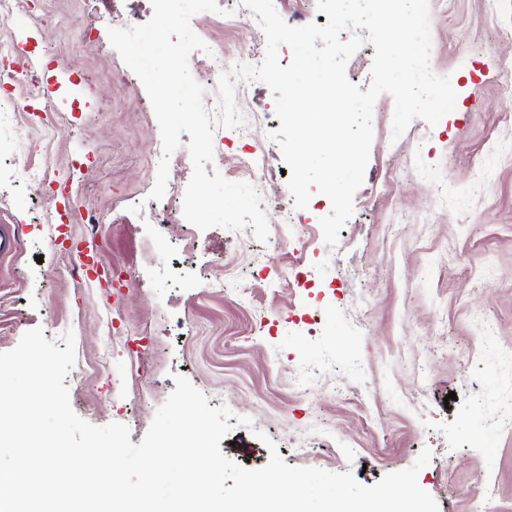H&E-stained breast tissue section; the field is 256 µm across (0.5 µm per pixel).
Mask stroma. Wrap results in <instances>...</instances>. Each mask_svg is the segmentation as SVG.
I'll list each match as a JSON object with an SVG mask.
<instances>
[{"mask_svg":"<svg viewBox=\"0 0 512 512\" xmlns=\"http://www.w3.org/2000/svg\"><path fill=\"white\" fill-rule=\"evenodd\" d=\"M428 2L431 61L450 76L455 108L396 136L394 101L378 97L364 181L332 247L319 224L331 204L318 193L299 211L303 246L281 237L285 212L296 209L270 137L281 122L272 91L253 80L238 102L250 139L217 128L205 169L251 181L244 157L252 143L264 146L279 171L264 185L267 242L249 227L203 231L184 221L169 225L161 249L145 218L160 127L109 41L127 17L147 23L151 0H19L0 14V36L29 33L38 76L14 95L55 110L51 133L24 129L31 166L51 177L93 154L78 197L60 211L20 192L17 171L0 163V225L25 239L0 259V352L37 327L58 345L73 332L64 380L73 410L95 426L126 425L136 445L182 375L210 407L229 409L220 449L237 465L260 469L276 452L289 466L349 471L372 486L427 449L418 482L439 512H475L489 488L495 512H512V428L498 425L512 416V366L495 358L512 348V157L495 154L512 144V0L493 13L485 0ZM217 6L191 20L205 44L242 60L265 51L242 0ZM64 66L66 85L56 79ZM87 211L102 218L95 229L81 222ZM60 233L95 234L111 287L70 277L54 244ZM268 260L280 279L262 272ZM222 279L242 297L210 288Z\"/></svg>","mask_w":512,"mask_h":512,"instance_id":"obj_1","label":"stroma"}]
</instances>
